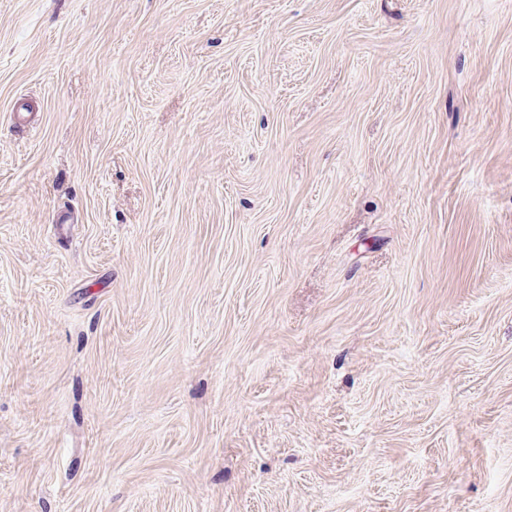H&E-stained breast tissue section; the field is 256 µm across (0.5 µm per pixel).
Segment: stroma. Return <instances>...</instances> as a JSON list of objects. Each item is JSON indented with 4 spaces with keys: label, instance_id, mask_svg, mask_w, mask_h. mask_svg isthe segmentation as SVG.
<instances>
[{
    "label": "stroma",
    "instance_id": "1",
    "mask_svg": "<svg viewBox=\"0 0 512 512\" xmlns=\"http://www.w3.org/2000/svg\"><path fill=\"white\" fill-rule=\"evenodd\" d=\"M0 512H512V0H0Z\"/></svg>",
    "mask_w": 512,
    "mask_h": 512
}]
</instances>
